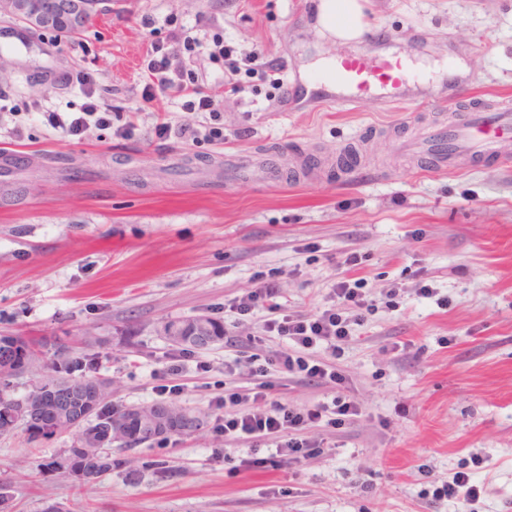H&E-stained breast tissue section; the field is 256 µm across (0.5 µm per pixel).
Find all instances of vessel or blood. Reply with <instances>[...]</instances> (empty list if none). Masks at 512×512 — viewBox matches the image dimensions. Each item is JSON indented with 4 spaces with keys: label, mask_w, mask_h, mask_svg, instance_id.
Instances as JSON below:
<instances>
[{
    "label": "vessel or blood",
    "mask_w": 512,
    "mask_h": 512,
    "mask_svg": "<svg viewBox=\"0 0 512 512\" xmlns=\"http://www.w3.org/2000/svg\"><path fill=\"white\" fill-rule=\"evenodd\" d=\"M336 84L347 89L350 97L376 91L392 101L408 99L422 80L403 63L370 61L353 57L341 62L333 75ZM512 104L491 112H463L445 126L431 127L417 147L418 154L437 170L444 171L458 158H496L512 160Z\"/></svg>",
    "instance_id": "1"
}]
</instances>
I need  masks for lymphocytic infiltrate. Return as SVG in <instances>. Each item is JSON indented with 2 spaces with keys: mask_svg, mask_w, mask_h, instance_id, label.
<instances>
[{
  "mask_svg": "<svg viewBox=\"0 0 512 512\" xmlns=\"http://www.w3.org/2000/svg\"><path fill=\"white\" fill-rule=\"evenodd\" d=\"M200 45L199 38L184 32L174 34L170 44H152L142 97L150 101L157 96L171 94L180 100L184 111L208 113L212 124L207 136L220 140L224 137V126L218 121L219 114L210 95L202 85L188 78L184 71L171 67L173 57L193 52ZM77 83L86 99L83 110L49 112L47 120L50 125L72 136L82 134L92 125L114 128L119 137L132 134V126L113 127L110 115L100 110L95 99V86L88 76L78 75ZM362 260L358 252L347 253L343 261L348 270L347 276L332 284L328 292V307L315 315L304 316L274 304L277 290L270 285L230 301V311L243 318L249 316L260 303L270 302L271 315L264 322V332L285 338L294 345L293 350L279 354L278 365L288 375L332 390L330 397L304 408L284 404L271 406L267 403V385L263 381L267 369L257 364L255 356L244 359L237 357L226 362L225 375L233 376L243 371L254 382L253 387L245 390H225L223 397L218 400L224 409V418L218 429L225 441L249 443L264 450L262 456L245 459L246 468H278L323 455V441L308 438L307 430H336L362 416L360 404L347 392L346 377L334 365L344 345L351 340L354 327L362 325L367 314L375 307L365 289L364 279L358 275ZM320 346L325 348L327 359L314 358L313 351ZM481 492L482 488L475 482L472 473L457 471L434 488L432 497L437 501H456L462 512H476L475 505Z\"/></svg>",
  "mask_w": 512,
  "mask_h": 512,
  "instance_id": "obj_1",
  "label": "lymphocytic infiltrate"
}]
</instances>
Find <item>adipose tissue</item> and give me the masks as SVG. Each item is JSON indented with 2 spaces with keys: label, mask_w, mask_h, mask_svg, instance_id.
Masks as SVG:
<instances>
[{
  "label": "adipose tissue",
  "mask_w": 512,
  "mask_h": 512,
  "mask_svg": "<svg viewBox=\"0 0 512 512\" xmlns=\"http://www.w3.org/2000/svg\"><path fill=\"white\" fill-rule=\"evenodd\" d=\"M368 29L362 0H319L314 21L319 38L346 45L360 40Z\"/></svg>",
  "instance_id": "ef3b65f1"
}]
</instances>
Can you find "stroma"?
<instances>
[{
    "instance_id": "1",
    "label": "stroma",
    "mask_w": 512,
    "mask_h": 512,
    "mask_svg": "<svg viewBox=\"0 0 512 512\" xmlns=\"http://www.w3.org/2000/svg\"><path fill=\"white\" fill-rule=\"evenodd\" d=\"M316 2L112 0L68 40L0 19V336L46 343L11 395H26L64 346L111 382L113 405L159 404L156 374L176 351L161 326L204 314L226 330L162 380L203 425L135 449L153 463L141 476L121 467L80 486L41 472L76 444L75 431L0 435L9 512H458L427 492L475 454L477 512H512V162L463 158L433 170L404 148L423 132L421 107L373 91L339 103L308 66L320 55L404 58L426 72L437 119L484 111L512 101V0H363L372 33L355 45L317 41ZM172 12L237 54L257 49L285 64L240 71L234 94L208 48L185 59L217 105L223 141H184L178 128L205 131L209 114L142 98L146 54L171 38ZM146 17L154 29L142 28ZM79 73L95 80L112 129L71 136L45 122L43 111L81 110ZM130 121L132 136L113 135ZM159 121L169 137H155ZM354 250L376 307L337 366L366 416L310 430L322 456L245 469L248 445L215 429V397L242 383L224 364L272 359L289 343L264 336L266 307L241 320L226 305L271 283L277 303L315 314ZM423 285L435 296H417ZM266 380L275 403L324 396L274 366ZM353 464L372 490L346 477Z\"/></svg>"
}]
</instances>
